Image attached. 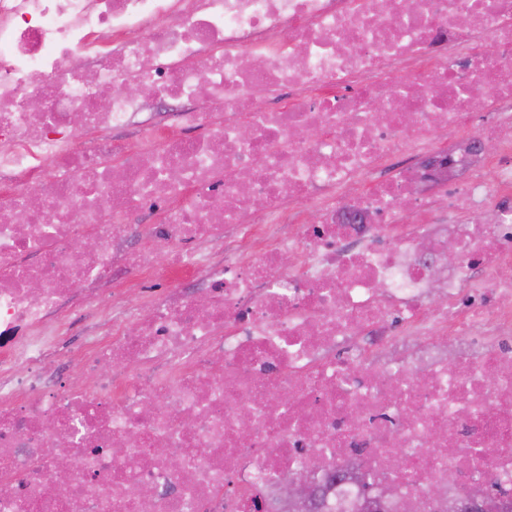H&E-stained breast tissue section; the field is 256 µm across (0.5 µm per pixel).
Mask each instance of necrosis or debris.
<instances>
[{"label": "necrosis or debris", "instance_id": "necrosis-or-debris-1", "mask_svg": "<svg viewBox=\"0 0 512 512\" xmlns=\"http://www.w3.org/2000/svg\"><path fill=\"white\" fill-rule=\"evenodd\" d=\"M298 469L512 498V0H0V512H287ZM167 113L169 112H165L164 109H157L156 112H146V114L137 117L124 129L113 132L112 139L125 144L132 143L139 137L146 123L163 119Z\"/></svg>", "mask_w": 512, "mask_h": 512}]
</instances>
